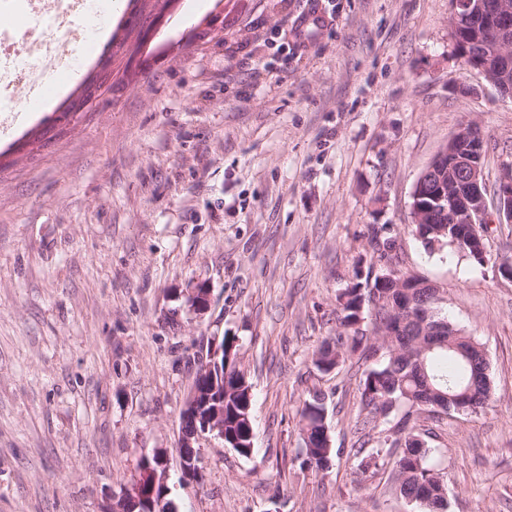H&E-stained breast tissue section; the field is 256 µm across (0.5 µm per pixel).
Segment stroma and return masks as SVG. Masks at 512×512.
<instances>
[{"mask_svg":"<svg viewBox=\"0 0 512 512\" xmlns=\"http://www.w3.org/2000/svg\"><path fill=\"white\" fill-rule=\"evenodd\" d=\"M133 14L91 111L59 122L55 77L0 133V512H109L157 451L172 512H421L391 465L359 466L379 437L365 362L312 364L384 224L490 364L484 409L417 428L447 512H512V223L484 226L482 263L410 232L413 187L460 126L482 131L487 189L512 162V98L455 49L450 0H142L113 19ZM225 335L253 451L203 436L185 483L191 358ZM316 389L323 470L301 440ZM324 399L320 391H315L300 409L305 461L318 468L328 467L333 454V448L327 447L330 436Z\"/></svg>","mask_w":512,"mask_h":512,"instance_id":"obj_1","label":"stroma"}]
</instances>
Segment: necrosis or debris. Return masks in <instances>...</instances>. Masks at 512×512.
Here are the masks:
<instances>
[{"mask_svg":"<svg viewBox=\"0 0 512 512\" xmlns=\"http://www.w3.org/2000/svg\"><path fill=\"white\" fill-rule=\"evenodd\" d=\"M111 11L112 0H0L12 20L0 29V116L19 90L38 98L44 72L69 71L77 57L90 64L88 23Z\"/></svg>","mask_w":512,"mask_h":512,"instance_id":"necrosis-or-debris-1","label":"necrosis or debris"}]
</instances>
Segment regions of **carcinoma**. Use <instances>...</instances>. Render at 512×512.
<instances>
[{
	"mask_svg": "<svg viewBox=\"0 0 512 512\" xmlns=\"http://www.w3.org/2000/svg\"><path fill=\"white\" fill-rule=\"evenodd\" d=\"M112 90L108 76L97 75L81 85L77 100L85 104ZM386 225L373 229L370 267H383L396 257V241L386 235ZM412 232L429 252L455 246L473 259L485 257L474 252L469 239L474 237L467 224H414ZM378 299L400 304L404 289L393 283L379 284L378 279L356 275V281L337 297L342 331L336 341L324 343L314 354L313 365L321 373H329L345 361V355L360 353L369 359L376 353L375 345L362 329L365 317L374 318L380 338L389 341L381 360L366 368L359 386L362 402L375 420L386 425V434L379 440L372 460L384 458L383 449L398 448L394 461L397 488L402 496L418 504L423 512H447V491L441 476L430 465V449L415 433L418 418L424 412L434 413V404L462 407L464 413H475L485 406L492 389L490 375L482 372L483 346L448 323L447 346L429 349L433 337L422 335L418 323L409 313L399 309L390 312L385 306L371 305L372 291ZM251 385L244 373L233 364L224 368V385L217 386L211 400L224 407V445L242 457L252 453L249 448L253 433ZM326 407L324 395L316 391L300 409L305 461L318 468L328 467L333 449L327 447ZM163 495L150 486L136 503L124 506V512H152L153 503Z\"/></svg>",
	"mask_w": 512,
	"mask_h": 512,
	"instance_id": "carcinoma-1",
	"label": "carcinoma"
}]
</instances>
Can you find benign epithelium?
I'll use <instances>...</instances> for the list:
<instances>
[{
	"label": "benign epithelium",
	"mask_w": 512,
	"mask_h": 512,
	"mask_svg": "<svg viewBox=\"0 0 512 512\" xmlns=\"http://www.w3.org/2000/svg\"><path fill=\"white\" fill-rule=\"evenodd\" d=\"M451 34L455 48L466 56L485 52L497 55L504 63L503 74L512 66V0H452ZM484 139L478 126L461 127L443 146L414 185L411 214L415 224H469L475 235L480 227L498 222L512 223V165L504 166L488 204L483 170ZM448 172V180L440 173ZM224 347L211 340L201 360L197 377L215 378V367ZM209 400L195 388L185 407L203 414L201 427L192 436H179L177 447H193L199 436L211 434L224 440V411L207 410Z\"/></svg>",
	"instance_id": "1"
}]
</instances>
